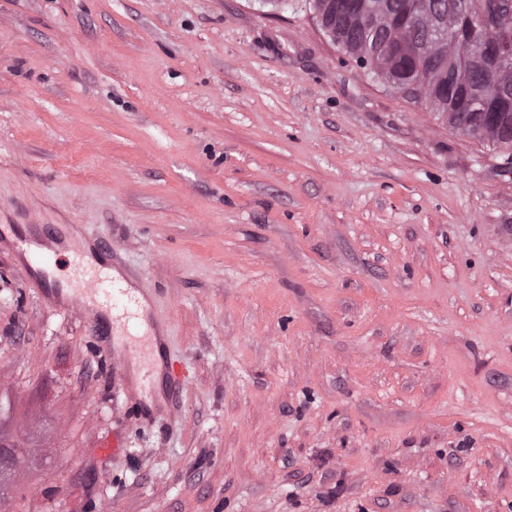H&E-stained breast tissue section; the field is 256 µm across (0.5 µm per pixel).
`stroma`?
<instances>
[{"label":"stroma","mask_w":512,"mask_h":512,"mask_svg":"<svg viewBox=\"0 0 512 512\" xmlns=\"http://www.w3.org/2000/svg\"><path fill=\"white\" fill-rule=\"evenodd\" d=\"M1 224L112 240L187 381L0 242L7 512H512V167L309 12L0 0ZM163 336L160 334H156L153 336H145L144 341L141 343H131L129 342L125 336H120L124 339L123 342V351L119 356L115 355V351L113 349L112 359L114 364L117 366L119 371H122V366L131 358L137 357L143 361L150 362L152 361L151 355L154 350V346L158 345L160 347V339L159 337Z\"/></svg>","instance_id":"obj_1"}]
</instances>
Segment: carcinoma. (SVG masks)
Instances as JSON below:
<instances>
[{"label":"carcinoma","instance_id":"cac0c4a2","mask_svg":"<svg viewBox=\"0 0 512 512\" xmlns=\"http://www.w3.org/2000/svg\"><path fill=\"white\" fill-rule=\"evenodd\" d=\"M304 7L326 14L336 45L383 81L390 65L383 40L394 33L411 41L404 67L427 108L447 115L461 134L463 123L484 129L472 138L512 164V62L485 50L488 40L512 31V0H304Z\"/></svg>","mask_w":512,"mask_h":512}]
</instances>
